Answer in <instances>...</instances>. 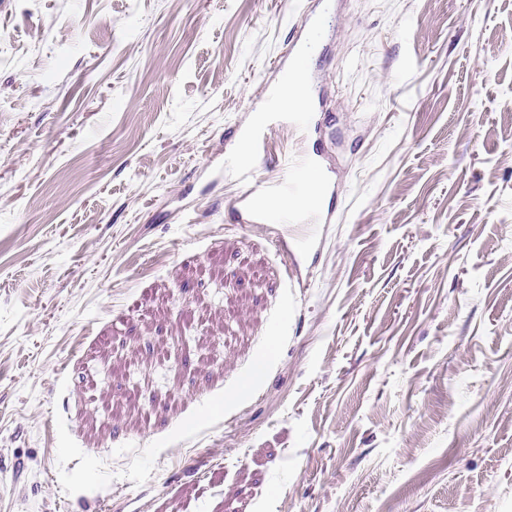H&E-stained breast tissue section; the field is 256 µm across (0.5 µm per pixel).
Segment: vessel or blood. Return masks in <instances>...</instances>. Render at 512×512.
<instances>
[{"label":"vessel or blood","instance_id":"1","mask_svg":"<svg viewBox=\"0 0 512 512\" xmlns=\"http://www.w3.org/2000/svg\"><path fill=\"white\" fill-rule=\"evenodd\" d=\"M279 119L306 131L314 125L312 113L302 110L287 112L280 102L269 100L266 112L253 121L244 138L246 149L236 165L242 179L253 177L265 157V131ZM327 191L328 187L314 161L305 155L294 156L288 159L283 175L249 189L239 199L238 205L250 219L295 225L302 238L306 239L312 236L316 224L324 222L326 216L321 210L304 208L303 202L313 195L324 196Z\"/></svg>","mask_w":512,"mask_h":512}]
</instances>
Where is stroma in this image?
<instances>
[{
  "instance_id": "obj_1",
  "label": "stroma",
  "mask_w": 512,
  "mask_h": 512,
  "mask_svg": "<svg viewBox=\"0 0 512 512\" xmlns=\"http://www.w3.org/2000/svg\"><path fill=\"white\" fill-rule=\"evenodd\" d=\"M309 241L238 134L307 41ZM0 512H512V0H6ZM255 389L238 388L257 362ZM328 187L323 182L321 172L308 156L295 155L288 159L285 173L274 180L264 181L261 186L249 189L237 201L238 210L243 209L250 221L262 219L279 224H293L298 227L301 238L307 240L313 235L315 225L330 220L321 209H307L300 204L312 194L323 199ZM309 198L306 204H311ZM271 203H279L272 210Z\"/></svg>"
}]
</instances>
